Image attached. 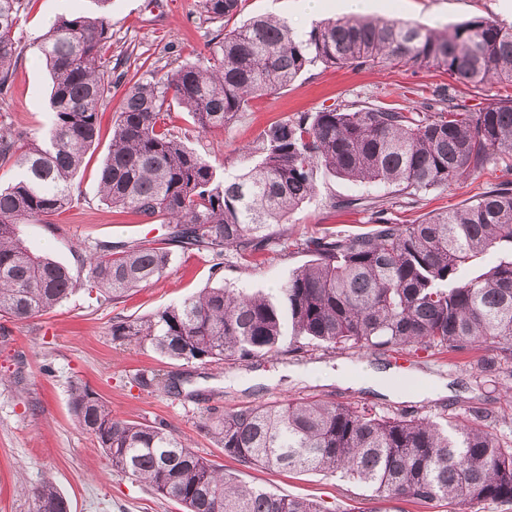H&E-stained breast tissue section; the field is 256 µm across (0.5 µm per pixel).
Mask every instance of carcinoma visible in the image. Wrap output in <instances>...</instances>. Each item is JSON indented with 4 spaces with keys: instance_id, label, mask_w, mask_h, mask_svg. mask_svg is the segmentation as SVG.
<instances>
[{
    "instance_id": "cac0c4a2",
    "label": "carcinoma",
    "mask_w": 512,
    "mask_h": 512,
    "mask_svg": "<svg viewBox=\"0 0 512 512\" xmlns=\"http://www.w3.org/2000/svg\"><path fill=\"white\" fill-rule=\"evenodd\" d=\"M208 20L234 16L239 0H199ZM25 0H0V86L18 56ZM110 18L59 17L35 41L51 76L52 125L42 139L0 128V166L19 170L0 187V315L24 320L64 301L78 281L33 253L18 225L49 224L73 201L74 179L99 136L112 100ZM403 64L434 67L456 81L512 84V27L474 17L441 36L421 26L363 17L327 19L298 33L285 18L255 17L224 36L202 62L134 81L112 125L99 171L102 201L144 224L170 228L169 243L221 261L294 249L310 256L273 296L222 284L145 320L112 324L115 339L149 342L174 360L245 362L312 345L359 351L475 348L512 387V98L478 109L441 97L422 108L356 103L304 112L268 126L245 172L226 178L205 154L166 127L171 103L191 115L199 136L224 130L252 99L273 93L315 66ZM493 161L505 177L459 208L419 224H395L375 201L331 208L373 209L360 233L327 228L294 238L281 224L315 192L318 170L400 187L410 199L466 180ZM86 286L117 301L170 266L173 253L149 241L94 245ZM488 251L496 265L463 279ZM71 410L95 437L112 470L179 502L184 512H332L320 502L250 487L196 454L171 431L112 417L87 386L71 389ZM488 413L441 424L415 411L380 414L319 400L227 410L213 434L224 456L247 469L340 474L373 496L401 504L446 500L512 503V439L484 426ZM37 512H66L50 484L35 492Z\"/></svg>"
}]
</instances>
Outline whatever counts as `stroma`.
<instances>
[{"label": "stroma", "mask_w": 512, "mask_h": 512, "mask_svg": "<svg viewBox=\"0 0 512 512\" xmlns=\"http://www.w3.org/2000/svg\"><path fill=\"white\" fill-rule=\"evenodd\" d=\"M318 2L319 12L312 18L299 0H241L239 13L223 23L204 20L198 0H111L112 56L121 59L122 66L112 101L101 116L100 138L75 178L72 207L55 216L52 225H20L25 244L82 278L95 243L122 245L166 238L167 225L143 224L134 215L112 213L100 198L97 170L107 154L113 116L130 78L161 76L178 61L207 55L209 43L225 27L242 25L257 15L288 19L302 33L317 20L343 16L342 0ZM96 9L94 0H30L20 20L18 59L6 89L0 92V126L30 138L46 134L53 119L51 80L33 42L58 17L88 15ZM371 14L419 24L439 34L476 16L512 25V11L504 8L503 0H374ZM438 92L477 108L492 99L512 97V86L460 83L432 68L317 66L287 87L253 99L223 132L206 140L193 135L192 120L179 107L171 108L168 121L188 131V144L205 148L218 170L232 174L251 164L250 147L274 122L350 102L402 108ZM499 175L490 163L467 181L430 191L410 204L394 186L350 181L323 170L314 195L289 214L285 226L296 238L329 227L365 231L369 212L331 207L332 201L350 198L383 201L392 222L415 224L427 214L476 200ZM305 261L301 253H265L251 263L225 264L218 272L207 253L180 248L162 277L137 288L120 303L101 302L80 287L50 312L25 320L0 317V512H35L34 492L45 484L66 498L70 512H183L182 506L160 497L147 484L113 472L95 438L81 429L71 411V387L76 383L88 385L120 419L166 424L198 455L238 471L243 483L323 501L344 512L394 509L392 503L373 499L360 484L331 474L239 469L207 433V418L237 407L307 399L370 406L391 414L415 410L441 419L465 417L479 409L489 414L485 423L489 431L512 432V391L485 381L476 351L451 360L434 349L383 353L319 346L248 362H208L171 360L149 343H124L112 337L114 320L148 318L220 280L231 288L271 291ZM341 365L363 376L388 369L420 380L442 379L448 383V393L436 396L416 388L393 397L357 389L336 380ZM289 367L307 369L308 378L285 376ZM151 373L174 378L175 387L140 386L139 376Z\"/></svg>", "instance_id": "stroma-1"}]
</instances>
